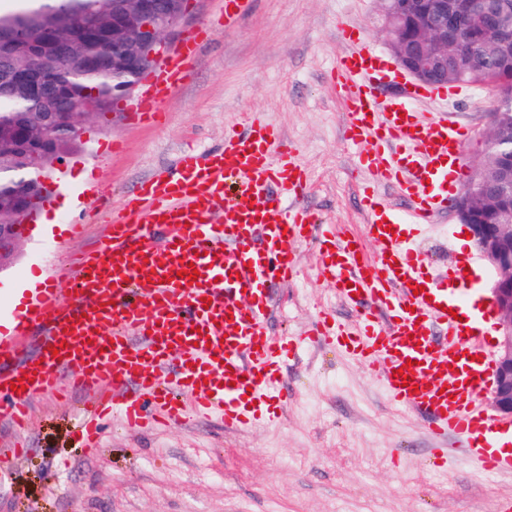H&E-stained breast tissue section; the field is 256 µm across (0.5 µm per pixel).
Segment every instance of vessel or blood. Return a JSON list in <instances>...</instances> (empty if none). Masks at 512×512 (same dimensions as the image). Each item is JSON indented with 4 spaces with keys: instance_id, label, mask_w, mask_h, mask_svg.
I'll list each match as a JSON object with an SVG mask.
<instances>
[{
    "instance_id": "1",
    "label": "vessel or blood",
    "mask_w": 512,
    "mask_h": 512,
    "mask_svg": "<svg viewBox=\"0 0 512 512\" xmlns=\"http://www.w3.org/2000/svg\"><path fill=\"white\" fill-rule=\"evenodd\" d=\"M339 29L348 49L333 77L346 106V139L372 179L364 187L365 224L331 225L313 238L309 179L278 129L259 112L214 151H183L152 174L112 214L106 236L74 265L65 291L25 295L0 325V421L24 427L41 395L85 397L79 425L96 442L104 423L130 430L220 419L245 430L275 419L284 399L279 374L297 342L271 335L270 287L298 275L295 249L316 241L320 274L360 313L349 328L324 318L321 335L381 376L387 394L412 409L437 437H455L488 472L511 471L512 454L490 452L512 421L494 419L479 396L492 305L469 259L451 276H428L407 226L436 223L456 188L462 147L472 130L426 118L418 101L432 89L392 78L360 28ZM205 35L187 37L147 77L128 107L139 124L158 122L184 83ZM396 189L404 208L383 200ZM377 251L366 255L365 242ZM197 269V279L186 269ZM448 338L438 345V335ZM32 380L25 389L16 383Z\"/></svg>"
}]
</instances>
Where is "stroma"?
<instances>
[{
	"mask_svg": "<svg viewBox=\"0 0 512 512\" xmlns=\"http://www.w3.org/2000/svg\"><path fill=\"white\" fill-rule=\"evenodd\" d=\"M249 2L239 24L224 29L214 25L221 0H190L168 50L196 29L211 34L161 122L141 126L118 102L82 120L86 150L50 183V205L27 224L16 259L0 271V303L29 275L65 288L73 262L104 236L102 215L184 149L221 148L225 130L248 112L264 113L297 148L310 179L306 202L323 223L362 231L359 190L369 176L346 144L331 76L347 49L340 22L359 24L389 56L377 0ZM492 105L487 89L467 84L453 98L420 105L451 111L474 129L462 149L464 172L482 155ZM114 141L122 145L116 153ZM93 183L98 195L85 196ZM462 237L450 211L418 232L417 246L442 273L454 253L476 255L460 247ZM296 262V280L274 289L271 332L304 338L324 309L355 323L356 312L319 275L314 244L299 246ZM281 390L279 418L248 430L211 419L135 433L112 420L92 451L75 408L38 398L21 436L29 455L0 482V512H504L512 501V474L476 470L454 440L428 435L366 366L329 342L299 347L282 370ZM437 447L448 451L439 467L429 461Z\"/></svg>",
	"mask_w": 512,
	"mask_h": 512,
	"instance_id": "1",
	"label": "stroma"
}]
</instances>
